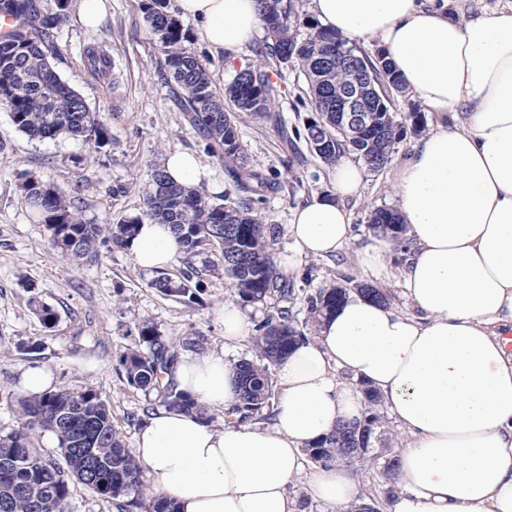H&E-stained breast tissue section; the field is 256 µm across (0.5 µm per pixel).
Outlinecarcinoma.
Here are the masks:
<instances>
[{
  "mask_svg": "<svg viewBox=\"0 0 512 512\" xmlns=\"http://www.w3.org/2000/svg\"><path fill=\"white\" fill-rule=\"evenodd\" d=\"M69 2L58 0L59 12L48 14L43 12L42 0H0V15L20 20L10 36L0 39V106L9 112L15 128L30 138L84 137L103 143L107 130L101 118L52 64L57 53L52 30ZM257 5L265 41L254 50L256 61L245 65L222 90L188 47V36L166 10V0H149L144 9L145 21L163 56L160 68L174 82L185 120L206 140L208 152L224 162V171L239 197L216 202L204 188L180 185L157 168L144 190L142 215L115 224H94L83 219L80 197H68L55 184L24 172L19 183L21 197L37 223L46 227L49 244L62 257L83 261L96 257L102 248L127 247L137 225L146 219L171 226L179 243L178 261L186 265L174 277L161 272L150 280L149 286L160 294L201 303V273L193 259L216 250L240 305L263 304L270 298L288 300L292 288L275 256L281 227L263 223L255 212V204L277 192L280 182L254 167L241 144L236 117L224 107L227 99L239 112L273 118L280 90L266 71L270 56L283 64L296 62L302 68L319 113L306 127L307 140L328 165L336 164L348 152L368 168L382 169L396 144L424 129L422 113L411 112L398 121L390 111V92L404 87L383 55L372 58L338 33L317 25L312 26L308 39L299 42L292 22L295 0H257ZM85 59L98 72L111 67L108 55L96 48L88 50ZM370 77L382 99L373 123L357 134L339 131L336 92ZM368 227L374 233H392L400 247L408 250L404 225L396 213L377 209ZM352 291L389 304L387 291L346 275L343 282L307 298L304 321L296 319L292 308L282 306L256 326L255 357L233 366L237 401L224 413V423L271 419L277 396L272 368L288 356L297 341L318 331L320 323ZM137 331L138 342L122 351L119 364L126 383L151 402L143 413L150 414L157 403L217 421V416L206 413L178 390L171 378L180 351H204L206 337L195 333L170 338L151 320L139 322ZM360 391L361 415L310 445L306 454L321 466L336 462L358 471L382 458L384 478L391 483L399 476L398 452L390 444L379 412L382 399L368 385H360ZM45 432L55 437L64 463L37 445V437ZM377 443L386 448L373 452ZM74 481L113 504L117 512H178L174 500L153 493L145 484L143 467L113 425L111 409L95 388L60 385L20 399L16 428L0 434V512H66Z\"/></svg>",
  "mask_w": 512,
  "mask_h": 512,
  "instance_id": "cac0c4a2",
  "label": "carcinoma"
}]
</instances>
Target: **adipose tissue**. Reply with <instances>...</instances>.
I'll use <instances>...</instances> for the list:
<instances>
[{"label": "adipose tissue", "instance_id": "adipose-tissue-1", "mask_svg": "<svg viewBox=\"0 0 512 512\" xmlns=\"http://www.w3.org/2000/svg\"><path fill=\"white\" fill-rule=\"evenodd\" d=\"M460 3L312 0L322 27L377 40L404 87L453 118L419 141L395 177L411 243L399 282L414 310L349 294L278 365L270 426L219 427L168 409L150 415L135 454L179 512H296L303 451L361 414L360 380L410 436L389 512H512V0L466 20ZM176 7L211 50L231 58L263 27L256 0ZM362 177L360 166L340 160L333 192L294 210L283 273L350 244L343 201ZM131 250L140 269L154 271L175 262L179 244L170 227L146 222ZM396 252L391 235H370L358 255L364 276L390 277ZM220 318L223 347L180 358L173 370L178 390L218 414L236 400L226 353L249 335L236 304L225 303ZM341 370L350 382L339 380ZM306 491L337 512L358 497L343 465L313 474Z\"/></svg>", "mask_w": 512, "mask_h": 512}]
</instances>
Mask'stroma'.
<instances>
[{
    "label": "stroma",
    "mask_w": 512,
    "mask_h": 512,
    "mask_svg": "<svg viewBox=\"0 0 512 512\" xmlns=\"http://www.w3.org/2000/svg\"><path fill=\"white\" fill-rule=\"evenodd\" d=\"M144 0H106L103 21L93 29L77 21L78 0H71L62 22L54 29L58 55L54 64L61 78L97 112L108 129L106 143L32 139L18 132L9 113L0 108V433L17 424L16 401L25 396V374L47 371L52 386H92L107 400L112 420L127 443H134L145 404L140 391L129 387L118 355L137 341V325L148 319L165 335L206 336L208 348L224 343L218 318L233 298L231 281L222 271L204 270L202 304H186L150 288L151 273L139 269L130 249L101 250L95 259L74 263L48 243V232L25 207L17 190L21 173L28 172L81 199L85 220L102 224L137 216L143 208V189L153 170L172 151L195 154L210 177L209 194L229 192L224 165L206 151L202 135L184 119L172 84L159 70L162 55L144 20ZM188 45L217 86L229 83L253 58L244 47L236 59L210 50L197 25L182 19ZM105 50L112 60L110 75H99L85 62L87 47ZM273 82L281 89L276 111L281 127L242 113L240 140L253 164L276 175L281 191L257 204L265 223L287 225L295 208L313 195L331 191L333 169L325 165L305 139L285 142L282 132L304 129L316 115L299 65L271 62ZM416 137L396 144L382 170H365L358 194L345 201L352 215L354 239L338 255L303 260L294 284V312L302 314L307 295L361 271L356 251L370 233L368 220L379 208L395 209L393 178L409 158ZM52 307L57 320L45 327L35 307Z\"/></svg>",
    "instance_id": "1"
}]
</instances>
